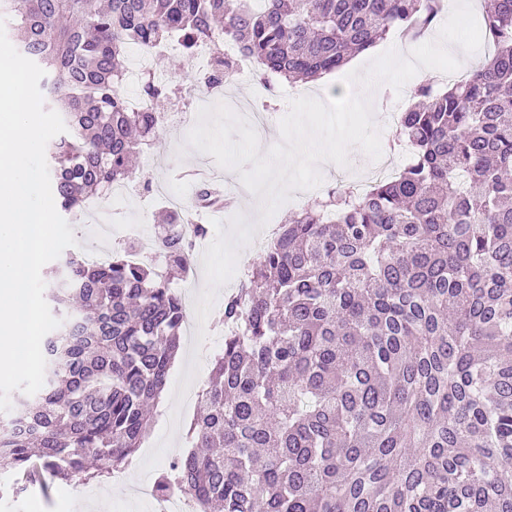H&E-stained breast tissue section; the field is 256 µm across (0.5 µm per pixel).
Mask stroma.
Returning <instances> with one entry per match:
<instances>
[{
  "mask_svg": "<svg viewBox=\"0 0 512 512\" xmlns=\"http://www.w3.org/2000/svg\"><path fill=\"white\" fill-rule=\"evenodd\" d=\"M152 65L156 71L167 74L173 83L179 87L194 89L193 103L197 106L225 102L232 105L240 99H251L255 96L254 85L237 81L224 88L223 92L213 95L195 90V72L191 66L174 67L164 57H154ZM429 76L425 72H418L411 83L405 84L402 91L386 88L375 107L374 122L381 134L382 144H390L395 127L390 121L391 114L399 113L409 107L411 91L414 85L428 82ZM305 91L300 85L285 82H276L269 98L271 106L270 118L263 128L258 131L259 140L265 147H272L281 140L279 121L289 110L291 99L304 96ZM216 163L212 156L199 153L185 144L184 132L178 131L169 125H161L153 145L142 154L138 160V169L141 178L135 181L133 187L136 191L134 197L119 203L117 213L113 217L117 224H140L153 230L163 227L162 215L166 210L165 204L146 198L143 190L144 181L166 184L169 191L180 196L185 205H193L201 183L191 179L190 171L198 167L215 168ZM375 167L360 149H351L349 164L345 167L336 165H321L320 172L323 181L320 187L304 191L301 198L284 203L273 215L272 224L284 223L288 215L301 209L303 202H316L326 190L336 185H350L351 183L371 177ZM229 292L228 287H221L220 297L215 301V311L210 314L205 327L209 331L207 339L201 347H193L189 342H182L178 356L170 370L166 389L171 394H180L182 382L190 366L192 358H199L200 368L193 380L194 387L200 388L206 383L211 369V359L214 352L220 347L221 340L213 334L212 329L218 324L217 313L224 306L223 297ZM178 416L177 426H170L171 416ZM196 409L174 412L173 403L169 399H160L152 407V425L142 441V448L137 451L135 464L125 469L112 472L111 476L96 479L97 487L102 490L101 496H87L85 490L87 480L77 477L69 482H59L51 479L50 475H43L41 481L26 485L20 492H13L11 485L14 477L10 473H0V512H152L151 504H144L136 510H128L125 506L124 494L111 490V481H121L123 486L139 483L154 484L156 472H142L140 462L146 457L147 449L153 448L160 440L164 430H171L170 444L160 463L161 468H168L180 456L191 449L192 443L187 437L191 420L196 417Z\"/></svg>",
  "mask_w": 512,
  "mask_h": 512,
  "instance_id": "stroma-1",
  "label": "stroma"
}]
</instances>
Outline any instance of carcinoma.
<instances>
[{"mask_svg":"<svg viewBox=\"0 0 512 512\" xmlns=\"http://www.w3.org/2000/svg\"><path fill=\"white\" fill-rule=\"evenodd\" d=\"M439 0H0L16 49L44 71L67 131L47 147L74 214L136 177L176 91L151 78L133 112L124 50L221 33L263 79L308 82ZM489 62L416 86L397 133L413 161L358 195L338 185L278 226L224 298V349L200 394L193 449L157 479L196 512H512V0H483ZM234 61L195 75L209 91ZM204 224L168 237V278L124 247L67 255L48 296L45 384L0 418V470L92 479L131 462L151 427L187 314L170 278Z\"/></svg>","mask_w":512,"mask_h":512,"instance_id":"1","label":"carcinoma"}]
</instances>
